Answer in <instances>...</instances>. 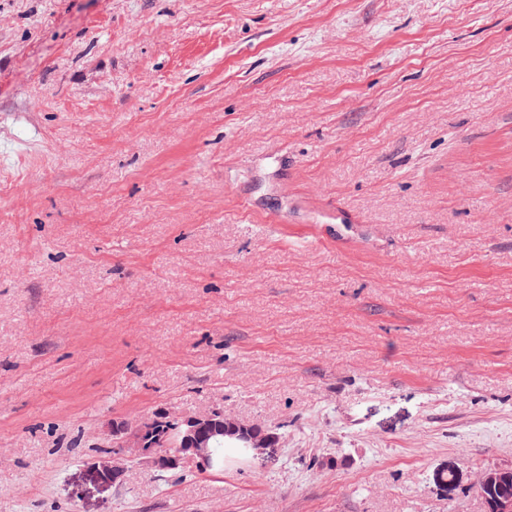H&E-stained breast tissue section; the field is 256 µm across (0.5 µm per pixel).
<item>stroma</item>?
<instances>
[{
    "label": "stroma",
    "instance_id": "obj_1",
    "mask_svg": "<svg viewBox=\"0 0 512 512\" xmlns=\"http://www.w3.org/2000/svg\"><path fill=\"white\" fill-rule=\"evenodd\" d=\"M213 407L277 447L90 481ZM489 469L512 0H0V512H487ZM87 464L95 481L105 487L112 486L122 475V467L108 453H98L92 462Z\"/></svg>",
    "mask_w": 512,
    "mask_h": 512
}]
</instances>
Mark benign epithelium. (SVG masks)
<instances>
[{
    "mask_svg": "<svg viewBox=\"0 0 512 512\" xmlns=\"http://www.w3.org/2000/svg\"><path fill=\"white\" fill-rule=\"evenodd\" d=\"M226 432L236 436L256 458L273 447L256 426L228 416L220 408L194 415L169 408L135 424L114 421L100 434L97 445L114 449L128 461H141L155 472L189 464L199 474H213L223 467L215 448L216 438ZM88 468L95 481L105 487L122 475V467L104 452L98 453Z\"/></svg>",
    "mask_w": 512,
    "mask_h": 512,
    "instance_id": "1",
    "label": "benign epithelium"
}]
</instances>
